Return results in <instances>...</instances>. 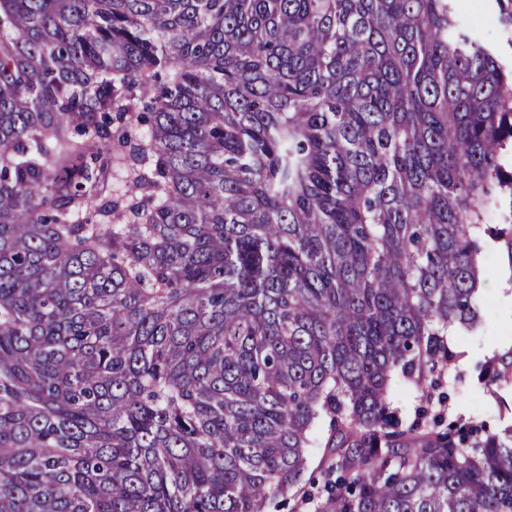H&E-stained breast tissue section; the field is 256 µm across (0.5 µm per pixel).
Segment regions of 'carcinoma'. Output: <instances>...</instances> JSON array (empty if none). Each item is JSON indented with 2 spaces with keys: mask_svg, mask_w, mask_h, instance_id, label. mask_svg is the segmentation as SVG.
Segmentation results:
<instances>
[{
  "mask_svg": "<svg viewBox=\"0 0 512 512\" xmlns=\"http://www.w3.org/2000/svg\"><path fill=\"white\" fill-rule=\"evenodd\" d=\"M509 154L456 0H0V512H270L311 448L299 508L512 512V423L390 401L512 269ZM421 394L420 390L405 384L395 387L391 397L392 407L397 410L403 425H409L419 410L425 407Z\"/></svg>",
  "mask_w": 512,
  "mask_h": 512,
  "instance_id": "obj_1",
  "label": "carcinoma"
}]
</instances>
